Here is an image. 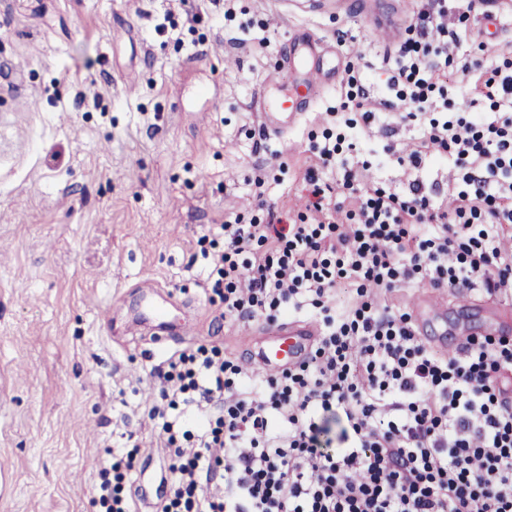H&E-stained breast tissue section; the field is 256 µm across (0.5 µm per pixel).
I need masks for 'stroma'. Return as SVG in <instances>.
<instances>
[{"mask_svg": "<svg viewBox=\"0 0 512 512\" xmlns=\"http://www.w3.org/2000/svg\"><path fill=\"white\" fill-rule=\"evenodd\" d=\"M218 21L210 0H0V512H93L107 449L139 444L158 465L155 350L133 324L142 286L173 294L197 343L238 349L210 300L202 236L249 211L253 181L279 209L302 203V172L346 99L347 64L372 97L415 22L417 0H236ZM198 23L188 24L192 14ZM164 32H157V25ZM453 52L439 85L457 104L459 64L512 59V23ZM301 30L332 57L314 101L279 137L253 99L269 76L299 91L282 50ZM379 112L338 162L409 142ZM113 326L104 330L103 309Z\"/></svg>", "mask_w": 512, "mask_h": 512, "instance_id": "stroma-1", "label": "stroma"}]
</instances>
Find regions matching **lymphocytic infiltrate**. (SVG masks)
<instances>
[{
    "label": "lymphocytic infiltrate",
    "mask_w": 512,
    "mask_h": 512,
    "mask_svg": "<svg viewBox=\"0 0 512 512\" xmlns=\"http://www.w3.org/2000/svg\"><path fill=\"white\" fill-rule=\"evenodd\" d=\"M458 9L425 0L386 97L348 99L364 123L383 107L417 127L401 157L387 145L341 168L324 143L304 173L303 211L220 225L208 284L225 324L309 306L323 315L319 336L275 374L220 345L165 360L149 410L167 476L153 512H512V345L468 338L448 355L383 301L418 275L454 297L512 298V67L463 63L462 104L439 116L431 91L469 36L448 25ZM484 99L493 111H476ZM393 159L404 180L376 186L372 169ZM428 163L454 168L447 188L416 178ZM342 280L356 295L340 304ZM137 455L100 470L97 512H137ZM215 478L223 494L207 491Z\"/></svg>",
    "instance_id": "f902f5d3"
}]
</instances>
